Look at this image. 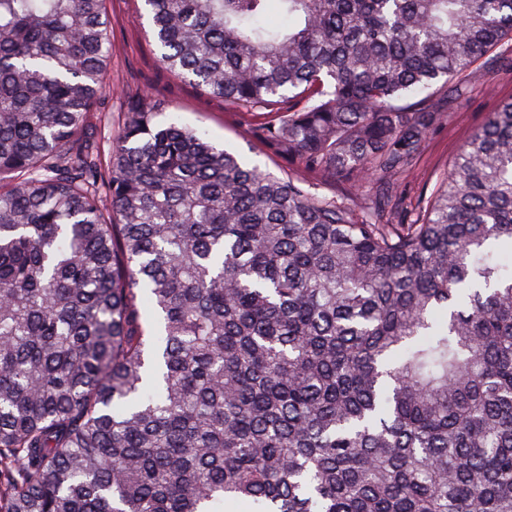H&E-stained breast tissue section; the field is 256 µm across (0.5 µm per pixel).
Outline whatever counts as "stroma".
Segmentation results:
<instances>
[{
  "instance_id": "stroma-1",
  "label": "stroma",
  "mask_w": 512,
  "mask_h": 512,
  "mask_svg": "<svg viewBox=\"0 0 512 512\" xmlns=\"http://www.w3.org/2000/svg\"><path fill=\"white\" fill-rule=\"evenodd\" d=\"M140 7L141 0H107L112 92L97 103L86 121V134L100 163L110 160L113 139L130 101L145 94L158 109L174 113L182 124L204 130L214 143L276 170L277 159L251 137L249 113L173 79L159 66L154 48L136 20ZM509 97L512 72L495 71L482 79L476 90L455 102L447 120L428 136L411 174L401 183L409 209H416L419 199L434 191L449 162L500 101Z\"/></svg>"
}]
</instances>
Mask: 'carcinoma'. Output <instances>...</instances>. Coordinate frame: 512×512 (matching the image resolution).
Here are the masks:
<instances>
[{
	"label": "carcinoma",
	"mask_w": 512,
	"mask_h": 512,
	"mask_svg": "<svg viewBox=\"0 0 512 512\" xmlns=\"http://www.w3.org/2000/svg\"><path fill=\"white\" fill-rule=\"evenodd\" d=\"M144 2L288 171L141 98L104 175L106 0H0V512H512V100L414 217L397 104L512 69V0Z\"/></svg>",
	"instance_id": "obj_1"
}]
</instances>
